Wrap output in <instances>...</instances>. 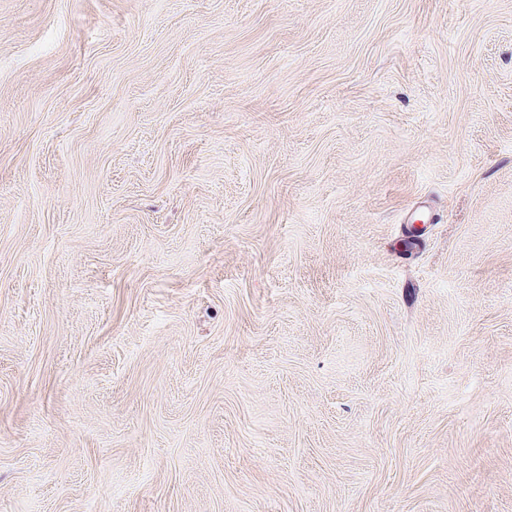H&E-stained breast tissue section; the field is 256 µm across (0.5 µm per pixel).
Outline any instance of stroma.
Here are the masks:
<instances>
[{"label": "stroma", "instance_id": "1", "mask_svg": "<svg viewBox=\"0 0 512 512\" xmlns=\"http://www.w3.org/2000/svg\"><path fill=\"white\" fill-rule=\"evenodd\" d=\"M0 512H512V0H0Z\"/></svg>", "mask_w": 512, "mask_h": 512}]
</instances>
